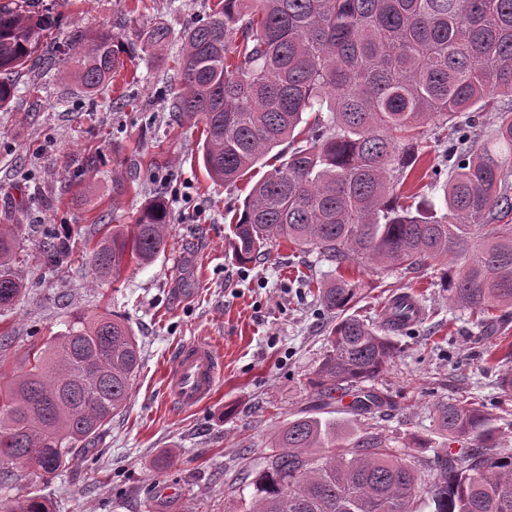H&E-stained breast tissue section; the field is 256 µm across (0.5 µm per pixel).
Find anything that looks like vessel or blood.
Returning <instances> with one entry per match:
<instances>
[{
    "mask_svg": "<svg viewBox=\"0 0 512 512\" xmlns=\"http://www.w3.org/2000/svg\"><path fill=\"white\" fill-rule=\"evenodd\" d=\"M223 376L220 351L211 343L192 341L174 350L165 387L175 404L188 409L206 402Z\"/></svg>",
    "mask_w": 512,
    "mask_h": 512,
    "instance_id": "vessel-or-blood-1",
    "label": "vessel or blood"
}]
</instances>
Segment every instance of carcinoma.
I'll use <instances>...</instances> for the list:
<instances>
[{
    "label": "carcinoma",
    "instance_id": "cac0c4a2",
    "mask_svg": "<svg viewBox=\"0 0 512 512\" xmlns=\"http://www.w3.org/2000/svg\"><path fill=\"white\" fill-rule=\"evenodd\" d=\"M30 0H0V108L14 96L8 75L36 66H76L85 92L112 81L122 49L112 31L74 34L45 53L55 16ZM168 39L157 26L141 38L153 53ZM173 111L203 124L199 159L210 179L232 184L288 141L293 149L256 181L232 228L233 256L255 261L282 239L336 265L440 275L448 303L479 328L512 319V112L496 115L492 142L476 146L467 128L512 97V0H218L182 33ZM454 124L442 152L446 212L412 208L397 187L417 161L428 129ZM169 211L143 207L134 224L110 227L91 251L95 275L165 251ZM19 225H0V307L13 305L22 279L9 266ZM67 253L52 237L48 262ZM360 289L338 274L317 285L330 315L328 348L307 378L328 406L356 390L349 406L362 427L342 435L336 421L302 416L274 434L246 512H512V448L483 407L460 397L434 407L446 444L408 462L390 445L377 415L392 395L364 387L400 353L398 331L420 304L396 294L374 328L352 309ZM501 312L493 319L492 314ZM140 351L124 320L76 313L65 329L31 344L0 382V487L27 472L55 476L95 445L127 407ZM465 447L453 450L452 443ZM0 512H51L38 496L0 498Z\"/></svg>",
    "mask_w": 512,
    "mask_h": 512
}]
</instances>
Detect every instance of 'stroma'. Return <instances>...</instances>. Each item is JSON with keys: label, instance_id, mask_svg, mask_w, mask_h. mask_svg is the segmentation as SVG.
Returning a JSON list of instances; mask_svg holds the SVG:
<instances>
[{"label": "stroma", "instance_id": "1", "mask_svg": "<svg viewBox=\"0 0 512 512\" xmlns=\"http://www.w3.org/2000/svg\"><path fill=\"white\" fill-rule=\"evenodd\" d=\"M137 2L38 0L58 20L57 42L108 29L127 45L157 25L171 41L158 55L125 57L109 88L93 95L64 72L23 69L11 77L9 108L0 109V224L21 227L14 270L26 283L12 307L0 308V336L10 339L0 372L11 373L28 344L63 330L74 312L104 308L129 324L142 358L128 407L99 444L52 481L25 479L7 494L43 497L52 512H243L252 489L233 478L244 466L260 470L271 432L316 402L306 379L326 351L329 318L307 282L330 280L332 267L285 241L252 263L234 260L230 219L267 168L213 182L198 160L200 127L176 124L171 112L182 32L217 0ZM442 151L427 136L401 187L403 204L439 203L442 190L426 171ZM89 155L97 170L86 176ZM157 197L170 210L165 252L98 280L92 246ZM49 231L71 248L51 265L42 257ZM343 272L366 290L356 308L367 323L380 325L392 294L421 298L420 322L397 333L403 351L375 382L397 402L379 421L394 447L410 458L411 438L441 446L433 406L466 393L495 418L499 447L512 448V395L497 384L508 365L484 369L499 336L481 335L468 313L450 308L433 271L352 263ZM199 337L223 351L224 377L209 402L181 409L163 379L174 347Z\"/></svg>", "mask_w": 512, "mask_h": 512}]
</instances>
